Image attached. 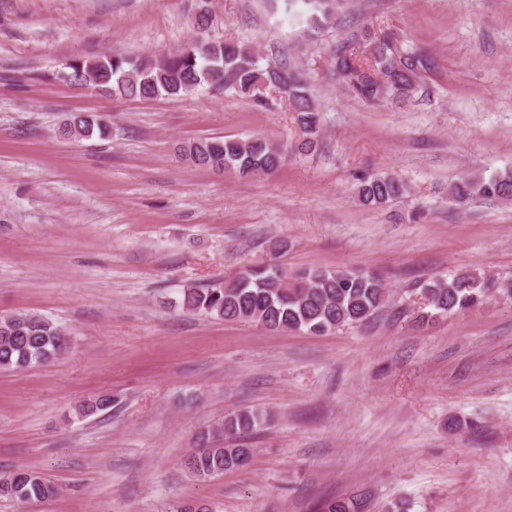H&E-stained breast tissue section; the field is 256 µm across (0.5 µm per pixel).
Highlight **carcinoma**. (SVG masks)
<instances>
[{
    "instance_id": "cac0c4a2",
    "label": "carcinoma",
    "mask_w": 512,
    "mask_h": 512,
    "mask_svg": "<svg viewBox=\"0 0 512 512\" xmlns=\"http://www.w3.org/2000/svg\"><path fill=\"white\" fill-rule=\"evenodd\" d=\"M307 35L322 30L336 13V0H291ZM198 34L180 48L161 57H131L102 53L90 59L75 57L66 63L64 79L80 84L86 74L95 86L124 97L151 100L161 96H186L206 87L218 94L252 98L267 104L264 92L273 89L288 101L302 137L288 148L264 137L201 138L185 152L198 166L241 177L270 175L285 163L288 152L315 151L322 135V115L310 82L300 72L272 64L253 47L236 41L209 40L203 33L211 25L208 11L196 17ZM397 39L383 29L365 27L336 46L331 64L355 96L372 105L403 107L415 101L427 68L425 58L412 50L395 53ZM107 134V126L86 113L72 115L60 128L68 138ZM406 184L396 176L375 173L359 179L360 202L385 208L402 198ZM457 204L473 198H511L512 174L463 177L449 189ZM423 306L414 317L423 328L440 316L465 313L485 303L497 291V281L486 273L463 266L446 276L419 286ZM183 310L224 320H248L273 332L295 331L325 335L345 326H368L383 316L396 319L408 313L374 270L353 268H290L283 263H247L230 278L183 289ZM62 328L52 318L19 311L0 317V371H22L48 364L67 348ZM118 405L117 398L94 396L82 401L77 414L88 417ZM262 425L254 410L240 409L224 415L202 432L186 459L197 477L220 475L244 466L252 449L224 446L226 437L252 434ZM56 488L41 475L23 468L0 476V498L18 505L43 501ZM320 512H358V504L345 499L326 502Z\"/></svg>"
}]
</instances>
